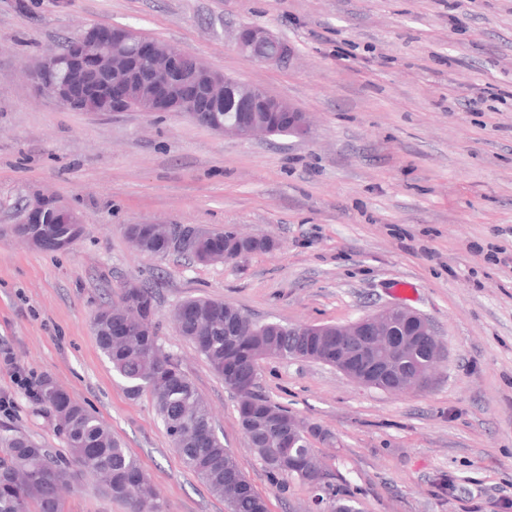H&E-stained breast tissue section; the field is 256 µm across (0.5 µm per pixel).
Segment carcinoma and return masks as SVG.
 Wrapping results in <instances>:
<instances>
[{
    "label": "carcinoma",
    "mask_w": 512,
    "mask_h": 512,
    "mask_svg": "<svg viewBox=\"0 0 512 512\" xmlns=\"http://www.w3.org/2000/svg\"><path fill=\"white\" fill-rule=\"evenodd\" d=\"M105 58L121 53L131 56L135 48L118 42L96 47ZM266 120L264 112L244 116L230 100L219 108L217 121L234 123L242 118ZM142 226L129 224L130 230ZM143 251L151 255L171 253L165 240L142 227ZM120 318L128 335L113 336L107 329L114 304L100 308L92 319L98 345L112 364V370L125 382L129 396H149L165 427L171 445L183 465L224 501L228 512H267L265 499L255 490L240 469L233 452L216 436L209 409L198 390L181 368L179 361L158 344L151 329L155 310L154 289L140 284L136 295H120ZM184 304L194 307L196 318L181 326L180 332L205 357L214 373L228 382L252 373L257 357L274 352L290 359L299 347L310 343L292 327L271 323L258 326L239 309L220 300L191 298ZM429 359L423 348L404 354L401 372L416 371ZM38 400L54 418V430L81 471L90 475L98 487L115 499L127 503L128 512H163L154 485L136 457L112 437L105 424L52 381L41 382ZM240 426L268 472L294 478L309 485L316 477L310 473L313 454L310 440L300 439L293 448L263 452L270 441L288 433V423L296 416L272 403L262 393L254 401L237 408ZM74 480L66 464L54 460L47 449L14 430L0 432V512H64L62 490ZM319 502L330 512H361L351 496L327 484L320 487Z\"/></svg>",
    "instance_id": "cac0c4a2"
}]
</instances>
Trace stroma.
I'll list each match as a JSON object with an SVG mask.
<instances>
[{
	"mask_svg": "<svg viewBox=\"0 0 512 512\" xmlns=\"http://www.w3.org/2000/svg\"><path fill=\"white\" fill-rule=\"evenodd\" d=\"M258 24L293 49L260 65L236 48ZM126 27L305 112L306 137L247 142L175 113L71 111L28 71L89 27ZM41 193L79 214L67 251L14 233ZM226 227L274 241L215 265L153 256L128 224ZM512 0H0V346L94 411L150 474L164 512H226L187 470L149 396L130 399L91 328L129 281L157 292L153 326L208 403L225 447L269 512L314 493L270 476L236 398L171 315L224 301L257 323H347L399 303L445 349L426 388L389 394L315 362H259L261 392L327 431L313 448L362 512H507L512 502ZM0 364V428L58 460L65 444ZM65 512H127L77 477Z\"/></svg>",
	"mask_w": 512,
	"mask_h": 512,
	"instance_id": "1",
	"label": "stroma"
}]
</instances>
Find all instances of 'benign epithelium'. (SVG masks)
Here are the masks:
<instances>
[{"instance_id":"7a95c632","label":"benign epithelium","mask_w":512,"mask_h":512,"mask_svg":"<svg viewBox=\"0 0 512 512\" xmlns=\"http://www.w3.org/2000/svg\"><path fill=\"white\" fill-rule=\"evenodd\" d=\"M130 29L113 31L90 27L72 42L66 55L50 50L34 63L29 71L32 83L46 97L67 109L83 111L91 99H99L113 105L112 111H124L126 103L142 113L179 112L191 117L224 136L239 140H251L270 135L269 126L218 125L212 121L213 87L217 81L198 82L186 91H180L181 75L176 67L159 71L150 66L154 47L139 40L136 44V60L141 65L134 81L118 82L110 78L111 68L100 64L88 51V46L98 42H113L126 38ZM236 47L247 59L258 64L280 65L291 55L288 43L276 38L267 28L259 25L244 26L239 30ZM237 83L236 93L242 112H275L278 127L285 135L304 134L308 129L305 114L287 101L280 99L262 87L224 76V89ZM60 203H51L40 195L32 196L26 207L23 225L16 233L40 250L62 251L66 245L54 235L41 231L50 223V214L63 210ZM257 241L231 230L212 247V262L238 257L237 248ZM402 320L418 327L412 337L398 339L390 334L395 321ZM423 346L433 355V360L418 371L404 377L398 384L387 379L396 372L399 353L415 346ZM442 354V343L436 331L424 315L399 305H388L374 313L364 315L348 324L336 326V360L330 366L336 368L353 383L376 388L388 393L404 392L426 387L431 379L435 360Z\"/></svg>"}]
</instances>
